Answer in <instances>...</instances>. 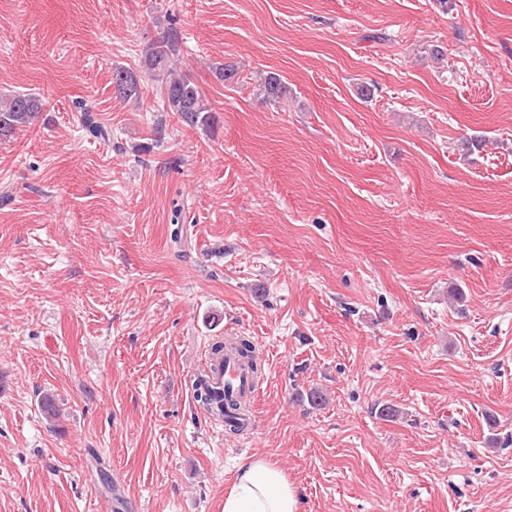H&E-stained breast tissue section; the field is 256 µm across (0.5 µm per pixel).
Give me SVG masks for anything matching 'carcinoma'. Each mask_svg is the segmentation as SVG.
Returning a JSON list of instances; mask_svg holds the SVG:
<instances>
[{"mask_svg":"<svg viewBox=\"0 0 512 512\" xmlns=\"http://www.w3.org/2000/svg\"><path fill=\"white\" fill-rule=\"evenodd\" d=\"M178 38L171 34L149 43L142 54L143 68L160 83L163 110L178 114L190 127L207 126L212 120V109L198 84L186 74H177L171 68V58L177 51ZM117 96L124 100H137L143 85L132 70L117 66L114 69ZM256 89L264 100L279 102L288 91L281 76L268 72L259 77ZM44 109V102L34 94H13L0 98V138L23 130L36 120ZM196 402L215 418L224 420L225 429L232 434L241 432L234 421V412L240 405L230 396L215 390L196 374L191 378Z\"/></svg>","mask_w":512,"mask_h":512,"instance_id":"1","label":"carcinoma"}]
</instances>
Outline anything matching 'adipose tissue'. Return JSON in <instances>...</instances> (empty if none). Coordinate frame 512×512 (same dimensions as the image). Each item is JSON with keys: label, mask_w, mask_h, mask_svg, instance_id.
<instances>
[{"label": "adipose tissue", "mask_w": 512, "mask_h": 512, "mask_svg": "<svg viewBox=\"0 0 512 512\" xmlns=\"http://www.w3.org/2000/svg\"><path fill=\"white\" fill-rule=\"evenodd\" d=\"M224 512H299V495L278 464L253 458L238 467Z\"/></svg>", "instance_id": "ef3b65f1"}]
</instances>
